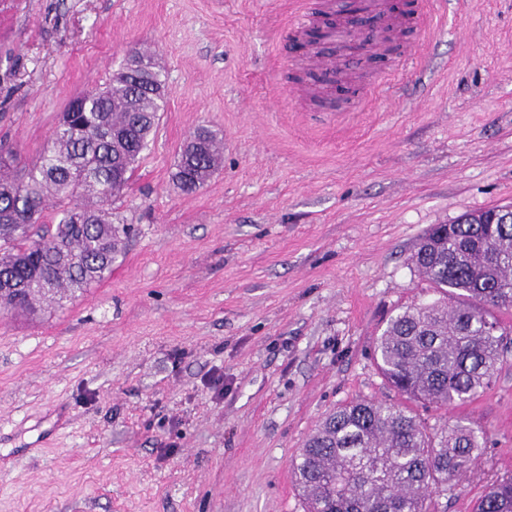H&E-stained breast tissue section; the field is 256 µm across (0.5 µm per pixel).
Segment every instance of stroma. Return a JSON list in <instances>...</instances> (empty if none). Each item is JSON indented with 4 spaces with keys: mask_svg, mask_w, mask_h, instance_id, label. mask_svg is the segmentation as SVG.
I'll return each instance as SVG.
<instances>
[{
    "mask_svg": "<svg viewBox=\"0 0 512 512\" xmlns=\"http://www.w3.org/2000/svg\"><path fill=\"white\" fill-rule=\"evenodd\" d=\"M318 0H0V145L36 162L69 101L150 48L166 106L112 205V274L31 317L0 312V512H304L289 464L338 406L395 397L373 358L399 307L433 300L410 256L434 224L512 205V0H442L371 96L299 98L285 23ZM340 100L330 110L326 101ZM207 184L171 181L196 128ZM222 378L224 389L212 381ZM486 447L442 512L512 470V342L454 409ZM198 138V144L186 146V142ZM216 134L207 128H198L184 143L176 165L174 179L186 193H193L204 186L217 170L223 148Z\"/></svg>",
    "mask_w": 512,
    "mask_h": 512,
    "instance_id": "stroma-1",
    "label": "stroma"
}]
</instances>
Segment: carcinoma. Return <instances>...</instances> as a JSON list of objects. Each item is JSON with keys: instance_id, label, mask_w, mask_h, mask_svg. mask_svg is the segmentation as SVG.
<instances>
[{"instance_id": "obj_1", "label": "carcinoma", "mask_w": 512, "mask_h": 512, "mask_svg": "<svg viewBox=\"0 0 512 512\" xmlns=\"http://www.w3.org/2000/svg\"><path fill=\"white\" fill-rule=\"evenodd\" d=\"M126 79L75 97L52 146L11 176L0 147V311L64 308L112 272L126 237L112 202L132 179L165 104V79L147 53ZM183 146L174 179L186 193L217 170L207 128ZM55 201V224L40 219ZM411 263L438 298L403 307L374 346L378 368L406 402L361 399L326 414L291 460L305 512H439L470 472L486 433L464 418L435 431L413 408L461 406L490 386L503 351L494 312L512 310V224H436ZM475 512H512V472L492 481Z\"/></svg>"}]
</instances>
